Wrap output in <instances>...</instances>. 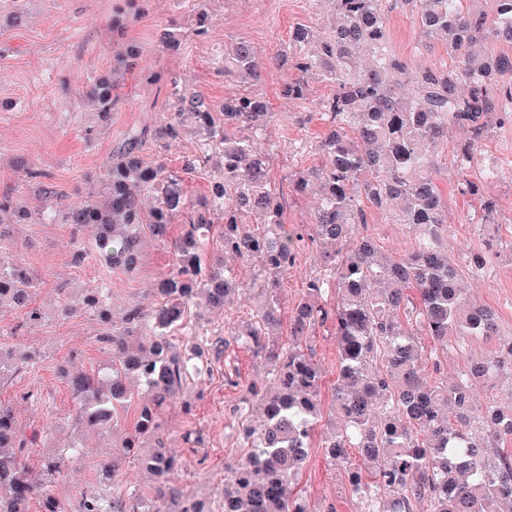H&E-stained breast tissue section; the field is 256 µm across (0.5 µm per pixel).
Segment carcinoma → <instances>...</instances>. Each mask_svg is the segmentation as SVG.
Returning a JSON list of instances; mask_svg holds the SVG:
<instances>
[{"label":"carcinoma","instance_id":"obj_1","mask_svg":"<svg viewBox=\"0 0 512 512\" xmlns=\"http://www.w3.org/2000/svg\"><path fill=\"white\" fill-rule=\"evenodd\" d=\"M312 2L329 4L332 21L318 32L296 24L290 48L272 61L295 72L281 90L284 96L302 97L313 76L333 86L320 107L321 119L329 124L314 147L321 163L297 172L291 181L297 194L315 189L320 195L311 223L288 232L282 205L267 189L269 154L254 149L253 140L265 134L272 118L269 102L253 92L228 97L220 121L208 101L186 94L174 81L170 116L159 133L127 129L101 176V199L64 207L66 223L97 227L99 254L125 270L138 263L142 235L162 241L170 225H186L174 242L177 266L157 285L161 302L151 313V335H143L142 309L128 308L123 330L104 338L112 347V369L71 379L80 418L89 429L113 427L118 407L128 399V374L136 375L154 394L122 443L123 455H139L142 441L157 434V409L182 389L200 352L195 342L176 350L168 329L198 300L222 308L235 295L260 288L264 300L245 342L269 353L274 365L270 386L251 392L258 417L246 423L243 434L254 451L224 477V512H309L290 485L312 447L324 372L301 342L327 322L338 339L331 403L340 426L324 448L345 468L350 449L357 450L364 469L349 468L354 491L385 497V507L377 512H413L421 502L428 512H512V455L490 456L501 439L512 437V410L494 402L479 408L473 402L476 384L512 380V338L468 362L453 379L434 382L424 376L427 356L416 341L423 334L446 350L453 337L499 335L496 313L467 301L456 262L441 248L447 203L435 177V151L449 130L465 131L467 138L456 148L458 173L464 177L459 186L463 193L475 190L465 179L473 141L488 134L491 115L512 116V82L505 80L512 76V55L479 60L471 49L486 41L512 44V0H488L482 10L471 9L468 0ZM396 8L416 16L421 38L442 35L455 65L409 71L388 45L385 14ZM137 56L135 45L122 47L112 74L98 76L85 91L102 118H110L121 101L122 70ZM215 64L226 77L254 81L261 76L258 52L244 40L224 47ZM462 85L465 95L459 92ZM188 121L198 134V147L184 170L216 156L223 168L196 203L161 156L151 164L142 156L147 141L175 140ZM148 189L160 192L149 208L144 203ZM362 198L378 209L401 201L395 221L417 231L416 248L399 259L386 257L374 237L358 230L367 221ZM245 212L254 215L256 227L241 223ZM214 227L224 254L258 263L251 281L206 262L201 237ZM307 229L323 248L285 343L277 316L278 277L295 263V248ZM36 281L28 267L0 254V305L28 307L32 322L40 318L33 307ZM26 447L13 412L0 406V487L7 488L0 494V512H27L33 499L42 501L41 512H64L52 494L55 466L34 470L22 464L18 451ZM148 467L157 478L153 499L116 491L104 500L88 492L81 495L78 512H204L180 501L168 484L177 462L160 440Z\"/></svg>","mask_w":512,"mask_h":512}]
</instances>
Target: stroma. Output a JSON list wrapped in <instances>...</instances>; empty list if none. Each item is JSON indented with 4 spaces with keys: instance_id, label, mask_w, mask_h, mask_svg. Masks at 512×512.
I'll return each mask as SVG.
<instances>
[{
    "instance_id": "obj_1",
    "label": "stroma",
    "mask_w": 512,
    "mask_h": 512,
    "mask_svg": "<svg viewBox=\"0 0 512 512\" xmlns=\"http://www.w3.org/2000/svg\"><path fill=\"white\" fill-rule=\"evenodd\" d=\"M116 0H0V195L41 201L38 181L24 177L26 168L43 172L64 203L80 204L102 192L99 174L112 157V149L126 129H156L168 118L170 82L196 92L211 103L245 91L269 101L273 117L258 150H272L269 184L283 204L286 228L310 223L316 193L296 195L291 174L319 165L313 145L324 124L317 119L320 101L330 86L310 79L302 98H286L282 87L294 76L281 66L248 85L235 77L217 74L215 49L226 42L245 40L261 58L278 55L289 42L295 24L321 27L324 18L311 0H138V17L130 19L123 39L140 50L136 68L121 90L123 100L108 122H100L83 92L90 79L112 66L118 41L112 35V7ZM212 17L206 36L193 32L198 9ZM388 44L409 70L451 64L448 44L440 38L419 42L412 14L394 10L385 17ZM180 35L177 50L163 47V31ZM462 132L450 134L438 149L437 178L447 201V224L441 244L457 264V274L468 298L491 307L498 315L502 337L512 336V121L494 123L489 136L474 146L468 170L479 185L478 194L461 193L454 163V148ZM197 138L185 132L165 149L170 169L180 172L185 194L202 198L214 165L184 172L187 157L195 153ZM496 166V179L482 172ZM499 203L497 222L479 225L485 197ZM361 232L375 237L384 253L393 258L410 253L417 233L395 223L392 210L367 208ZM184 230L175 224L170 238H145L134 271L113 267L94 248L92 227L30 222L16 225L13 236L0 248L26 264L38 279L35 304L41 319L32 323L23 308H0V348L26 356L21 372L0 379V403L8 405L25 433H38L37 446L26 449L23 459L31 466L60 457L64 465L55 476L53 491L66 507H74L81 491L92 489L111 495L113 488L150 496L153 482L140 462L123 459L115 484H101L100 468L118 455L121 437L135 426L147 392L135 385L120 411L113 432L87 431L75 413L68 386L69 374L108 371L112 350L103 338L111 324L89 313L84 301L98 289L109 292L113 317L138 306L151 312L158 297L157 281L175 264L173 241ZM492 242V267L477 273L469 264L471 252ZM319 243L304 241L293 266L279 277L277 289L282 317H289L305 295L306 283L316 272ZM260 301L258 290L236 296L223 310L190 306L187 322L196 329L205 354L198 374L158 412L159 432L178 460L174 483L183 500L203 502L207 512H222L224 476L228 467L246 458L249 449L239 431V410L249 388L265 386L270 365L264 355L243 344L240 334L250 325ZM496 339L464 340L459 347L437 351L434 366L426 367L428 379L437 374L455 376L471 359L488 354ZM305 350L325 372L321 418L309 458L299 475L296 490L310 512H366L367 504L353 492L346 470L326 456L322 442L331 432L334 413L331 390L336 383L337 339L331 324L316 326ZM38 394V404L27 403L25 393Z\"/></svg>"
}]
</instances>
